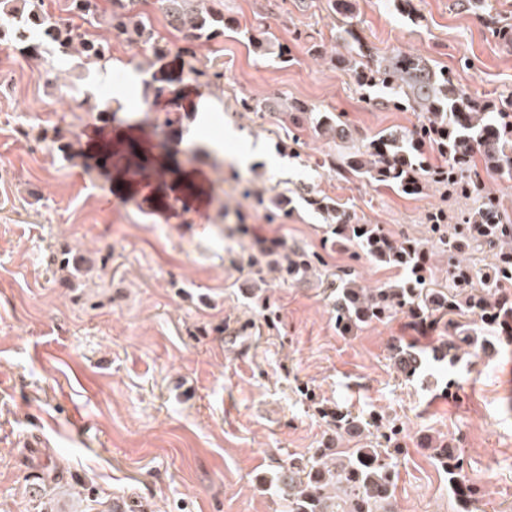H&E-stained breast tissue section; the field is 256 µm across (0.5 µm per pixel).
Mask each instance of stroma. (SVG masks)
I'll return each instance as SVG.
<instances>
[{"instance_id": "1", "label": "stroma", "mask_w": 512, "mask_h": 512, "mask_svg": "<svg viewBox=\"0 0 512 512\" xmlns=\"http://www.w3.org/2000/svg\"><path fill=\"white\" fill-rule=\"evenodd\" d=\"M224 0V12L287 47L259 54L225 32L200 56L222 54L224 95L209 96L178 51L150 69L112 42L114 68L93 77L74 55L0 70V512H281L278 471L335 436L331 413L402 428L391 512H460L424 439L454 442L485 512H512V344L456 366L402 374L393 345L430 354L446 322L417 330L399 313L343 332L339 274L366 288L405 285L336 238L306 196L336 201L355 223L391 239L430 243V213L464 221L473 201L435 183L407 195L337 174L338 146L284 112H247L240 99H297L339 115L354 135L414 131L424 118L379 105L353 76L310 52L347 50L341 25L379 54L424 55L472 96L512 99V42L461 0ZM160 95L146 94V86ZM112 103L111 121L85 96ZM177 113L148 138L158 165L184 172L143 187L86 173L43 142L60 127L96 155L126 141L138 115ZM122 199L115 213L104 193ZM280 238L284 255L259 249ZM79 252L90 274L63 276ZM308 258V273L286 274ZM42 486L33 496L29 484Z\"/></svg>"}]
</instances>
